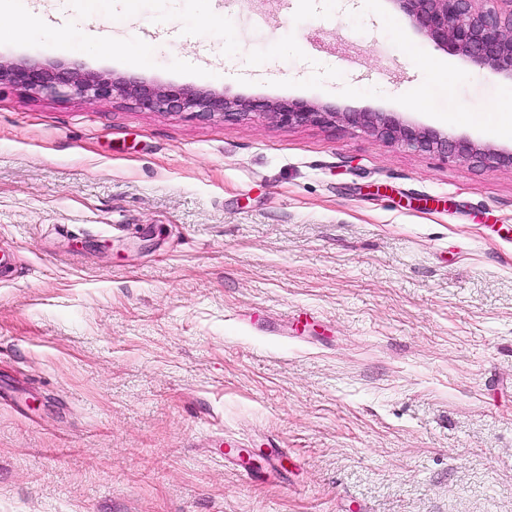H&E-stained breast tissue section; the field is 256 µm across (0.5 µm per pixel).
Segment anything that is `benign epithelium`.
I'll list each match as a JSON object with an SVG mask.
<instances>
[{"label": "benign epithelium", "instance_id": "1", "mask_svg": "<svg viewBox=\"0 0 512 512\" xmlns=\"http://www.w3.org/2000/svg\"><path fill=\"white\" fill-rule=\"evenodd\" d=\"M414 27L437 47L451 51L512 78V0H501L506 8H475L478 0H392ZM8 84L55 96L79 95L91 101H107L115 95L150 112L194 111L201 116L220 114L226 120L250 112H265L282 125L329 126L342 120L367 129L387 143H398L415 151H440L472 161L479 167L512 169V151L491 152L467 139H451L425 128H416L372 112H339L304 101L275 103L229 99L223 95L193 92L183 87L154 88L135 81H116L102 75H82L40 64L5 65L0 62V85Z\"/></svg>", "mask_w": 512, "mask_h": 512}]
</instances>
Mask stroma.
I'll use <instances>...</instances> for the list:
<instances>
[{
  "label": "stroma",
  "instance_id": "obj_1",
  "mask_svg": "<svg viewBox=\"0 0 512 512\" xmlns=\"http://www.w3.org/2000/svg\"><path fill=\"white\" fill-rule=\"evenodd\" d=\"M30 10L0 61L512 150L487 112L512 78L392 0ZM0 512H512V169L0 87Z\"/></svg>",
  "mask_w": 512,
  "mask_h": 512
}]
</instances>
